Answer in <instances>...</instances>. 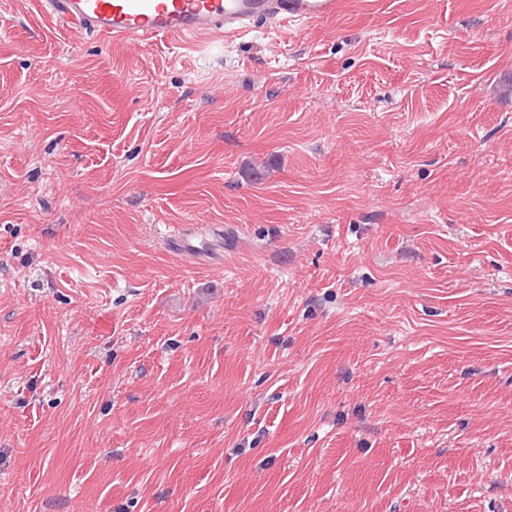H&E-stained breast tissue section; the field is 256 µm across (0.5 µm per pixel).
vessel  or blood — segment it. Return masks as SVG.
<instances>
[{
    "label": "vessel or blood",
    "instance_id": "b4317fda",
    "mask_svg": "<svg viewBox=\"0 0 512 512\" xmlns=\"http://www.w3.org/2000/svg\"><path fill=\"white\" fill-rule=\"evenodd\" d=\"M75 33L112 39L235 36L256 21L288 25L333 17L338 0H50Z\"/></svg>",
    "mask_w": 512,
    "mask_h": 512
}]
</instances>
